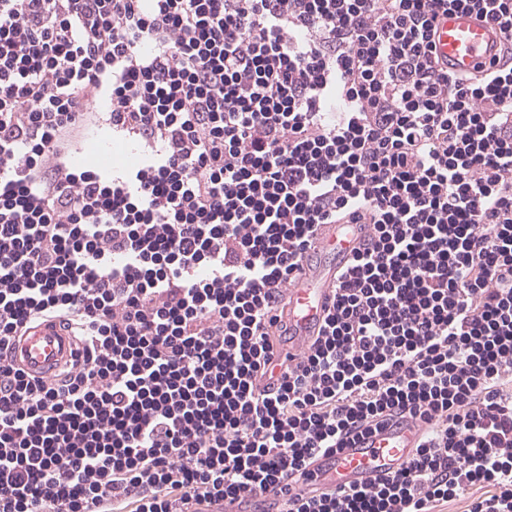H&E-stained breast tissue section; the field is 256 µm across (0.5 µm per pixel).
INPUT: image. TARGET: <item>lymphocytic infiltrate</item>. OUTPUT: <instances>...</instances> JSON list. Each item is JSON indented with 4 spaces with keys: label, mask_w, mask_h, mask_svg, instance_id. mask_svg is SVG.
Listing matches in <instances>:
<instances>
[{
    "label": "lymphocytic infiltrate",
    "mask_w": 512,
    "mask_h": 512,
    "mask_svg": "<svg viewBox=\"0 0 512 512\" xmlns=\"http://www.w3.org/2000/svg\"><path fill=\"white\" fill-rule=\"evenodd\" d=\"M484 15L490 68L432 35ZM140 142L81 170L98 115ZM368 234L317 335L282 300ZM62 320L45 380L6 352ZM413 422V456L300 492ZM512 512V0H0V512ZM436 45L440 58L457 72H474L494 51L499 38L487 18L475 12H452L437 22ZM364 224H324L320 227L315 249L327 261L302 275L286 292L288 304L284 320L288 323V355L295 356L296 346H303L318 331L332 297L337 273L363 241Z\"/></svg>",
    "instance_id": "lymphocytic-infiltrate-1"
}]
</instances>
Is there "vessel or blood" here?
Wrapping results in <instances>:
<instances>
[{"mask_svg": "<svg viewBox=\"0 0 512 512\" xmlns=\"http://www.w3.org/2000/svg\"><path fill=\"white\" fill-rule=\"evenodd\" d=\"M499 35L487 18L473 12H452L437 22L436 45L442 60L457 72L480 68L493 52ZM362 224H325L319 229L315 248L324 261L305 269L287 291L284 319L288 324V346L304 345L318 331L332 297L337 273L363 241ZM73 339L60 322L30 326L15 340L10 360L27 373L54 378L73 360ZM419 439L416 428H388L368 440L323 458L315 473L320 482L341 486L361 483L395 469L410 457Z\"/></svg>", "mask_w": 512, "mask_h": 512, "instance_id": "b4317fda", "label": "vessel or blood"}]
</instances>
